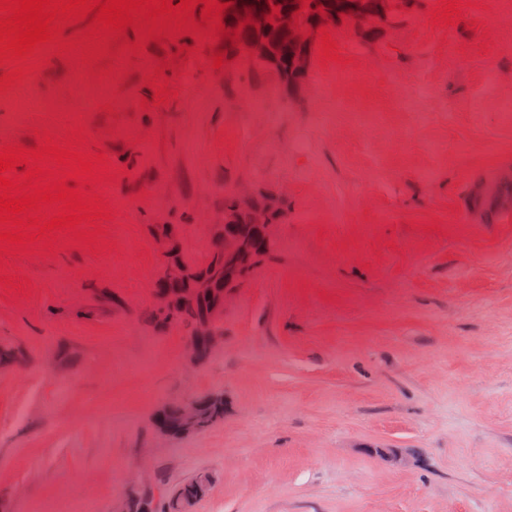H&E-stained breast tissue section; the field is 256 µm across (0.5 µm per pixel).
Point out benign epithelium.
Listing matches in <instances>:
<instances>
[{"instance_id":"obj_1","label":"benign epithelium","mask_w":512,"mask_h":512,"mask_svg":"<svg viewBox=\"0 0 512 512\" xmlns=\"http://www.w3.org/2000/svg\"><path fill=\"white\" fill-rule=\"evenodd\" d=\"M245 29L260 32L265 29L267 19L260 13L235 12L224 22V42L235 47L242 57L250 59L264 51V45L254 42L249 45H238V25ZM288 33L297 46L314 42L318 27L306 26L295 18V14L286 19ZM251 225L258 229L267 247L275 245V225L270 221L269 214L262 209L251 213ZM215 232L212 265L206 274L192 276V269L172 260L173 254L181 249L182 228L177 224H161L153 228V239L156 248L165 260L163 271L158 277L160 281L179 282L192 278V296L212 299L211 306L205 316L199 319L193 328L191 340L187 342L186 351L189 360L197 362L195 342L204 339L208 351L217 345V337L212 329L224 314V308L250 281L253 270L259 259L252 239L238 233L231 224L230 215L225 213L213 222ZM154 308L158 314L162 330L182 325L175 311L179 296L171 291L154 287ZM175 410L174 427H160L158 432L166 437L175 438L202 432L224 419V398L217 392L185 400L173 405ZM210 490V481L203 477L194 485L193 490L179 501L176 512H191V506Z\"/></svg>"}]
</instances>
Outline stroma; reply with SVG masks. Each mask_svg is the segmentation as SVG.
Here are the masks:
<instances>
[{"label":"stroma","mask_w":512,"mask_h":512,"mask_svg":"<svg viewBox=\"0 0 512 512\" xmlns=\"http://www.w3.org/2000/svg\"><path fill=\"white\" fill-rule=\"evenodd\" d=\"M412 0L357 31L328 25L300 84L226 56L222 32L114 53L102 85L47 44L0 90V147L104 155L85 182L106 217L0 240V512H512V223L470 210L512 167V0ZM171 96L156 106L148 80ZM29 109H21V99ZM81 131L80 142L67 138ZM281 200L276 245L194 366L187 328L144 312L163 268L152 228L203 261L237 191ZM224 395V419L160 437L162 405Z\"/></svg>","instance_id":"obj_1"}]
</instances>
